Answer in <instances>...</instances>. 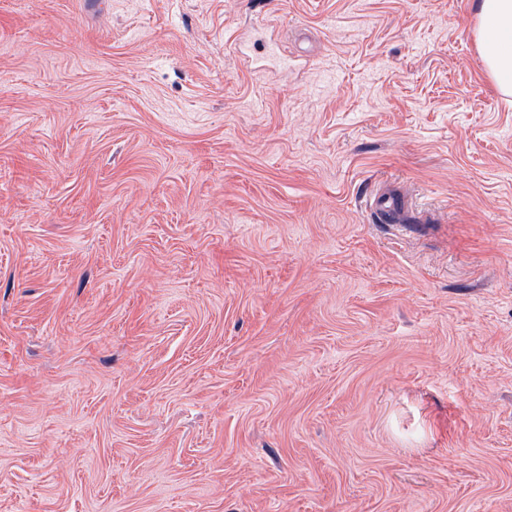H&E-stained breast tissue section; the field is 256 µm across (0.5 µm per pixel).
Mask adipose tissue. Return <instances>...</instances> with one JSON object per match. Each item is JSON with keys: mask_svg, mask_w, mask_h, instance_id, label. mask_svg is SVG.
<instances>
[{"mask_svg": "<svg viewBox=\"0 0 512 512\" xmlns=\"http://www.w3.org/2000/svg\"><path fill=\"white\" fill-rule=\"evenodd\" d=\"M475 39L495 87L512 94V0H476Z\"/></svg>", "mask_w": 512, "mask_h": 512, "instance_id": "adipose-tissue-1", "label": "adipose tissue"}]
</instances>
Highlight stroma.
Here are the masks:
<instances>
[{"label":"stroma","instance_id":"obj_1","mask_svg":"<svg viewBox=\"0 0 512 512\" xmlns=\"http://www.w3.org/2000/svg\"><path fill=\"white\" fill-rule=\"evenodd\" d=\"M476 24L0 0V512H512V96ZM382 185L420 232L370 223Z\"/></svg>","mask_w":512,"mask_h":512}]
</instances>
